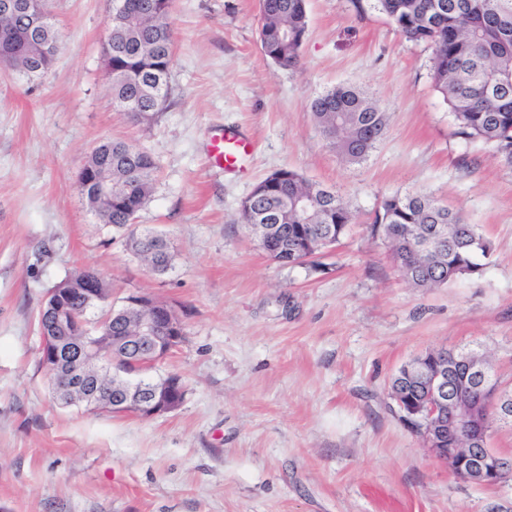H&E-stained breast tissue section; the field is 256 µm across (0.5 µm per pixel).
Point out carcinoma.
Segmentation results:
<instances>
[{
	"mask_svg": "<svg viewBox=\"0 0 512 512\" xmlns=\"http://www.w3.org/2000/svg\"><path fill=\"white\" fill-rule=\"evenodd\" d=\"M148 16L136 13L138 2ZM406 39L433 49V86L448 103L457 134L490 144L512 168V0H375ZM171 0H114L108 20L112 39V105L137 122H151L167 106L174 62ZM259 38L264 56L294 68L308 29L306 0H259ZM328 143L350 163H359L380 142L389 119L360 89L333 88L310 103ZM112 169V201L104 224L124 239L126 250L155 274L173 254L164 239L132 226L151 201L158 165L144 148L112 142V153L95 157ZM246 225H264L271 247L294 243L317 227L336 243L354 221L348 203L291 169L261 181L240 205ZM440 236L422 250L434 226ZM370 235L390 251L402 279L414 288H438L478 273L490 247L480 229L459 211L418 193L386 197Z\"/></svg>",
	"mask_w": 512,
	"mask_h": 512,
	"instance_id": "cac0c4a2",
	"label": "carcinoma"
}]
</instances>
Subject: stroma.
Segmentation results:
<instances>
[{"instance_id": "35a3bbf8", "label": "stroma", "mask_w": 512, "mask_h": 512, "mask_svg": "<svg viewBox=\"0 0 512 512\" xmlns=\"http://www.w3.org/2000/svg\"><path fill=\"white\" fill-rule=\"evenodd\" d=\"M65 47L31 79L0 65V512H512V479L456 477L399 420L397 369L429 350L486 351L512 391V169L456 135L432 50L374 8L308 0L300 69L267 59L258 0H173L171 95L157 120L114 111L102 63L112 0H54ZM366 89L389 129L360 164L322 136L312 99ZM252 153L211 162L215 128ZM133 141L158 163L139 230L176 258L156 275L83 202L89 152ZM288 168L356 219L300 265L271 261L239 206ZM460 210L491 245L479 275L408 285L367 230L390 195ZM91 268L113 306L132 292L175 307L187 335L156 375L187 382L155 418L64 406L40 366L49 288Z\"/></svg>"}]
</instances>
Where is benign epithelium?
<instances>
[{
	"label": "benign epithelium",
	"instance_id": "7a95c632",
	"mask_svg": "<svg viewBox=\"0 0 512 512\" xmlns=\"http://www.w3.org/2000/svg\"><path fill=\"white\" fill-rule=\"evenodd\" d=\"M45 0H0V37H15L13 26L3 25L18 13L27 15L31 25L23 40L35 46L37 58L48 59L55 45L47 37ZM91 179L80 184L88 206L101 208L112 200L110 173L87 159ZM104 301L101 278L87 271L85 288L74 290L67 282L51 288L42 306L46 321L40 328L39 362L46 369L53 389L63 403L80 404L110 413H132L151 418L174 411L183 396L171 397L179 388L177 376L168 375L157 382L137 379L162 362L181 342L183 323L175 309L146 296L130 294L122 310H109L95 320L88 318L92 305ZM137 308L145 315L135 329L118 338L113 323L125 310ZM448 355L427 364L420 360L406 367L409 377L420 386L418 397L404 402L394 400L400 414L429 453L441 462H456L462 478L496 485L512 475V458H506L490 446L495 421L512 407L499 410L496 398L488 401V416L477 422L472 410L448 395ZM483 439L479 447L444 448L448 434Z\"/></svg>",
	"mask_w": 512,
	"mask_h": 512
}]
</instances>
